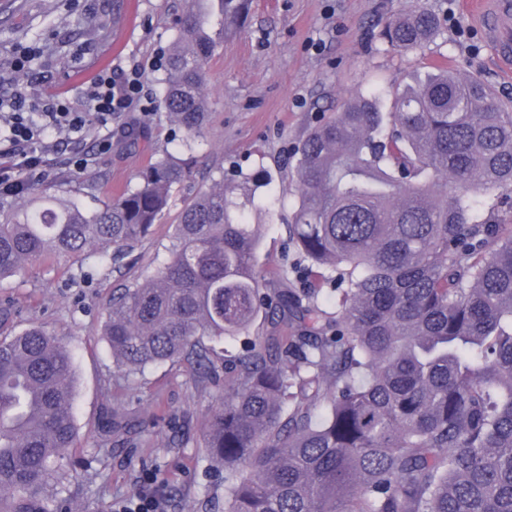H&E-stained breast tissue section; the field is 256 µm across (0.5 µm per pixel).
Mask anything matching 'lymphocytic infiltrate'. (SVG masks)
Here are the masks:
<instances>
[{
  "instance_id": "obj_1",
  "label": "lymphocytic infiltrate",
  "mask_w": 512,
  "mask_h": 512,
  "mask_svg": "<svg viewBox=\"0 0 512 512\" xmlns=\"http://www.w3.org/2000/svg\"><path fill=\"white\" fill-rule=\"evenodd\" d=\"M89 112H76L62 102L27 101L17 96L11 103L12 111L0 122V156L11 158V166L0 167V190L10 191L19 171H34L43 164L47 129L78 133L85 129L88 120H95L101 127L112 124V116L142 106L149 98L143 78V67L133 64L127 71L112 74L100 71L85 91Z\"/></svg>"
}]
</instances>
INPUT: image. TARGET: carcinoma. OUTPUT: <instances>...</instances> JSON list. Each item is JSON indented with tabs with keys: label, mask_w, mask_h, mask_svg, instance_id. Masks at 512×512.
<instances>
[{
	"label": "carcinoma",
	"mask_w": 512,
	"mask_h": 512,
	"mask_svg": "<svg viewBox=\"0 0 512 512\" xmlns=\"http://www.w3.org/2000/svg\"><path fill=\"white\" fill-rule=\"evenodd\" d=\"M249 0H185L165 53L163 108L206 119L203 66ZM432 13L391 17L396 51L431 41ZM288 225L313 284L264 292L259 225L234 189L200 192L168 259L112 295L103 336L128 375L235 340L263 309L291 330L226 367L205 446L224 468V512H512V112L480 80L437 66L394 92L347 99L301 140ZM166 151L138 183L88 210L68 181L0 194V282L46 256H121L188 177ZM448 176V191L435 187ZM339 293L336 311L319 299ZM73 354L42 324L0 332V512H61L45 487L76 439Z\"/></svg>",
	"instance_id": "carcinoma-1"
}]
</instances>
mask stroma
Returning a JSON list of instances; mask_svg holds the SVG:
<instances>
[{
    "instance_id": "35a3bbf8",
    "label": "stroma",
    "mask_w": 512,
    "mask_h": 512,
    "mask_svg": "<svg viewBox=\"0 0 512 512\" xmlns=\"http://www.w3.org/2000/svg\"><path fill=\"white\" fill-rule=\"evenodd\" d=\"M184 0H0V99L23 93L88 110L84 89L99 71L141 63L151 91L164 77L163 54L177 36ZM420 9L439 22L423 47L397 52L380 38L393 15ZM34 54L22 71L20 49ZM444 65L492 88L512 106V77L465 0H251L249 14L227 32L205 65L209 112L191 139L190 178L172 193L150 234L121 262L92 254L83 265L46 259L0 283V303L15 315L9 330L38 321L72 351L77 441L50 483L67 512H120L135 493H161L165 512H224V480L204 447L206 415L224 393V354L243 341L214 342L208 373L187 361L118 370L102 335L112 295L166 259L174 224L199 190L217 183L253 195L246 215L261 225L258 265L268 289L306 288L311 278L288 240L300 185L295 152L313 126L357 92L391 102L426 67ZM136 128V150L124 133ZM185 130L159 102L112 121V150L84 171L88 205L135 185L138 171Z\"/></svg>"
}]
</instances>
